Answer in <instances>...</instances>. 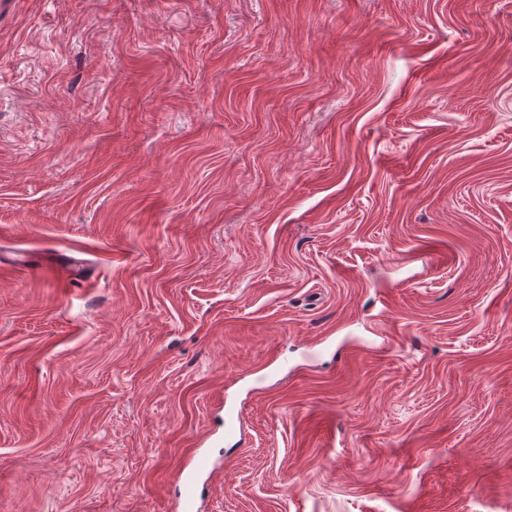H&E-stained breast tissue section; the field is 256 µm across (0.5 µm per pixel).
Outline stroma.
I'll return each instance as SVG.
<instances>
[{"label": "stroma", "instance_id": "1", "mask_svg": "<svg viewBox=\"0 0 512 512\" xmlns=\"http://www.w3.org/2000/svg\"><path fill=\"white\" fill-rule=\"evenodd\" d=\"M19 251L0 512H512V0H0Z\"/></svg>", "mask_w": 512, "mask_h": 512}]
</instances>
